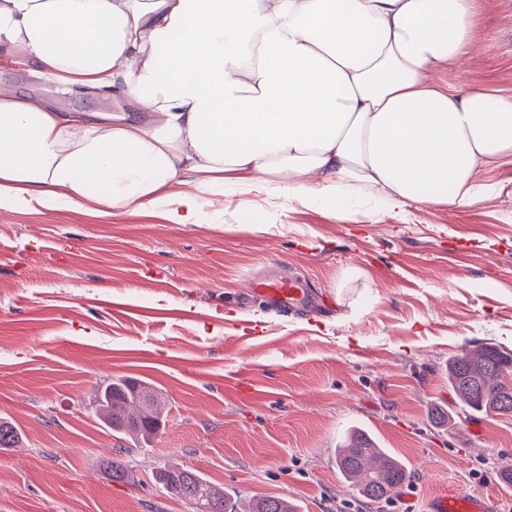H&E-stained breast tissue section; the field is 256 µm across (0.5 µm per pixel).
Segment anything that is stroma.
Instances as JSON below:
<instances>
[{"mask_svg": "<svg viewBox=\"0 0 512 512\" xmlns=\"http://www.w3.org/2000/svg\"><path fill=\"white\" fill-rule=\"evenodd\" d=\"M441 79L512 91V0H484L474 61ZM0 83L61 112L134 109L101 90L57 96L2 47ZM481 178L491 201L393 207L362 189L345 220L229 185L199 190L186 226L159 206L107 216L24 195L1 208L0 418L21 440L0 448V512H194L155 480L164 467L198 471L239 512L269 496L297 512H422L448 490L497 493L512 512L499 478L512 417L461 413L448 385L455 356L512 349V161ZM279 272L307 293L290 315L251 292ZM258 322L268 338L238 342ZM115 381L161 395L156 438L100 419L96 389ZM357 429L406 466L419 500L370 502L343 478L337 450Z\"/></svg>", "mask_w": 512, "mask_h": 512, "instance_id": "obj_1", "label": "stroma"}]
</instances>
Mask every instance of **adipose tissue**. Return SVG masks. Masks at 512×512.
<instances>
[{
    "label": "adipose tissue",
    "instance_id": "ef3b65f1",
    "mask_svg": "<svg viewBox=\"0 0 512 512\" xmlns=\"http://www.w3.org/2000/svg\"><path fill=\"white\" fill-rule=\"evenodd\" d=\"M477 15L478 0H0L19 59L136 106L58 112L0 86V206L162 203L186 225L203 186L334 200L342 219L361 187L393 206L491 199L480 174L512 157V93L436 78L469 59Z\"/></svg>",
    "mask_w": 512,
    "mask_h": 512
}]
</instances>
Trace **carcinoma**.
<instances>
[{"label":"carcinoma","mask_w":512,"mask_h":512,"mask_svg":"<svg viewBox=\"0 0 512 512\" xmlns=\"http://www.w3.org/2000/svg\"><path fill=\"white\" fill-rule=\"evenodd\" d=\"M448 384L459 398L461 410L512 416V349L487 343L473 356L455 357L448 362ZM155 396L148 387L111 383L99 394L103 420L115 431L132 432L149 438L157 433L160 419L153 411ZM18 443L14 426L0 420V448ZM336 465L359 492L372 501L382 500L406 480L404 465L379 448L366 433L355 432L342 448ZM157 480L171 496L186 500L196 512H237L231 499L192 470L162 469ZM249 512H297L282 498H261Z\"/></svg>","instance_id":"obj_1"}]
</instances>
